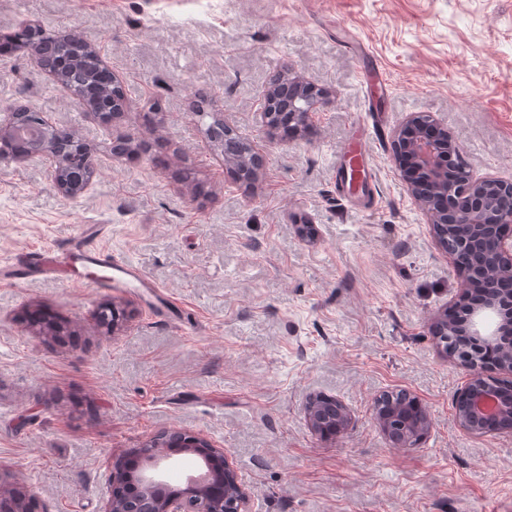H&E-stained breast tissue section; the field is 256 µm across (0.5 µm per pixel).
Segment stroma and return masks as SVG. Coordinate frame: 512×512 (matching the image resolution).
<instances>
[{"mask_svg": "<svg viewBox=\"0 0 512 512\" xmlns=\"http://www.w3.org/2000/svg\"><path fill=\"white\" fill-rule=\"evenodd\" d=\"M32 21L96 44L127 103L103 124L26 56L0 55V104L31 103L96 166L67 199L51 159H0V266L96 242L167 299L81 288L70 271L0 285V481L30 490L35 512H101L113 462L178 430L223 446L249 512H512V432L461 429L469 373L431 330L462 275L392 156L399 126L429 113L474 174L512 182V0H0V33ZM284 67L331 93L290 142L256 122ZM201 95L264 149L253 189L225 169ZM105 302L116 329L97 322ZM41 311L61 337L40 333ZM398 390L431 416L415 448L374 420ZM316 394L351 410L336 439L306 422Z\"/></svg>", "mask_w": 512, "mask_h": 512, "instance_id": "35a3bbf8", "label": "stroma"}]
</instances>
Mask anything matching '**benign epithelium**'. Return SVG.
<instances>
[{"instance_id": "obj_1", "label": "benign epithelium", "mask_w": 512, "mask_h": 512, "mask_svg": "<svg viewBox=\"0 0 512 512\" xmlns=\"http://www.w3.org/2000/svg\"><path fill=\"white\" fill-rule=\"evenodd\" d=\"M28 39L18 51L35 65H40L42 45L38 38L57 34L39 25L22 28ZM259 112L268 137L277 135L280 120L288 115V134L303 136L309 128L310 113L330 104L329 92L304 78L293 76L288 68L274 74L264 93ZM23 129L15 112L0 121V144L15 138ZM68 131L43 123L23 154L11 155L0 150L1 159L21 161L32 155L49 157L51 179L56 190L66 198L84 194L92 184L95 163L90 147L82 144L83 172L71 173L74 158L63 146L61 137ZM393 159L402 181L413 198L426 212L435 239L447 247L456 240L463 250L477 246L487 234L495 237V251L490 264L512 275V211H498L495 200L503 192H512V182L491 176L478 177L463 164L462 147L431 116L409 117L395 132ZM252 163L239 155L224 154V166L234 176L248 168L247 187L258 179L263 157L250 149ZM434 333L445 354L469 369L474 357L488 349L498 351V375L473 374L461 392L466 407L456 409L460 427L471 434L497 432L502 421L512 430V288L485 293L482 298L452 310H442L434 320ZM387 403L376 406L375 422L382 432L391 435L400 427L401 445L415 447L423 442L431 419L420 399L407 392L396 402L385 395ZM305 416L310 429L324 437L336 438L350 427L352 417L340 399L321 394L309 400ZM201 460L199 473L187 477L182 489L172 493L165 489L164 472L171 460L170 449ZM133 464L122 462L112 467L109 492L101 512H247L249 490L229 462L224 448L201 434L172 432L136 449ZM32 495L14 486L0 489V512H32Z\"/></svg>"}]
</instances>
